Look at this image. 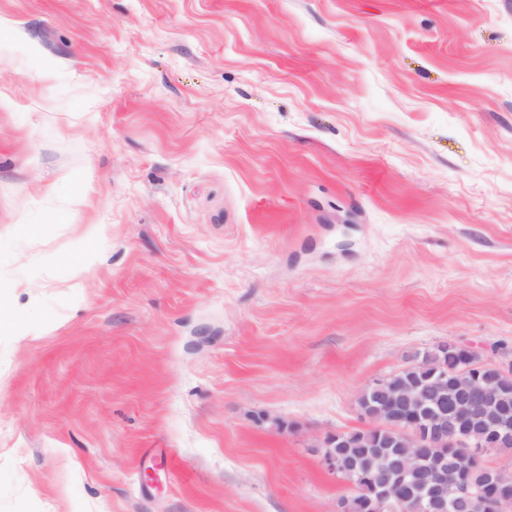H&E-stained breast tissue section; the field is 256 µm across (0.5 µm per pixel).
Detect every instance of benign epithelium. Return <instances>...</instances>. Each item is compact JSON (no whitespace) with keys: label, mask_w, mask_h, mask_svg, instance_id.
Masks as SVG:
<instances>
[{"label":"benign epithelium","mask_w":512,"mask_h":512,"mask_svg":"<svg viewBox=\"0 0 512 512\" xmlns=\"http://www.w3.org/2000/svg\"><path fill=\"white\" fill-rule=\"evenodd\" d=\"M446 374L433 376L425 384L411 380L399 387L385 388L386 380L377 379L366 386L358 396V404L367 401L371 392L376 393L381 402L404 412L399 422L387 420L385 410L379 408L368 417L379 424L388 426L383 436L385 448H434L436 463H442L443 448H465L470 461L484 456L486 449L512 443V412L498 406L499 392L476 373L463 372L456 378L454 401L448 411H436L429 406L432 389L443 384ZM481 429L483 439L473 442L470 432L473 427ZM323 462L326 468L338 472L336 455V434H328L321 441ZM385 478L379 482L368 476L361 480L372 486V498L369 501L370 512H384L393 507L402 508V502L391 503L394 482L390 471H384ZM488 483L497 487V491L487 496L467 479L444 486L442 469L428 474L424 495L427 512L431 504L441 503L442 509H465L467 512H512V484L505 483L496 469L487 471Z\"/></svg>","instance_id":"1"}]
</instances>
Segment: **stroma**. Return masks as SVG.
<instances>
[{
	"label": "stroma",
	"instance_id": "stroma-1",
	"mask_svg": "<svg viewBox=\"0 0 512 512\" xmlns=\"http://www.w3.org/2000/svg\"><path fill=\"white\" fill-rule=\"evenodd\" d=\"M0 316V512H336L364 387L512 369V0H0Z\"/></svg>",
	"mask_w": 512,
	"mask_h": 512
}]
</instances>
